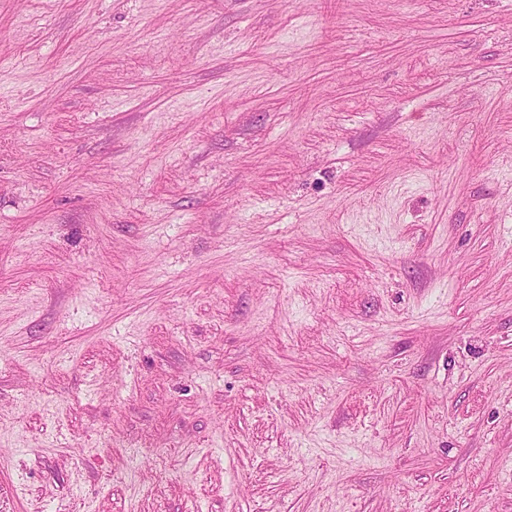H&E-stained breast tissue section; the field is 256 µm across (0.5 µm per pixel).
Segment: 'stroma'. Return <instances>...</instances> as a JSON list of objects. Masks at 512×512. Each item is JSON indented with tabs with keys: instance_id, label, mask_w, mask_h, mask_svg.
Segmentation results:
<instances>
[{
	"instance_id": "obj_1",
	"label": "stroma",
	"mask_w": 512,
	"mask_h": 512,
	"mask_svg": "<svg viewBox=\"0 0 512 512\" xmlns=\"http://www.w3.org/2000/svg\"><path fill=\"white\" fill-rule=\"evenodd\" d=\"M0 512H512V0H0Z\"/></svg>"
}]
</instances>
